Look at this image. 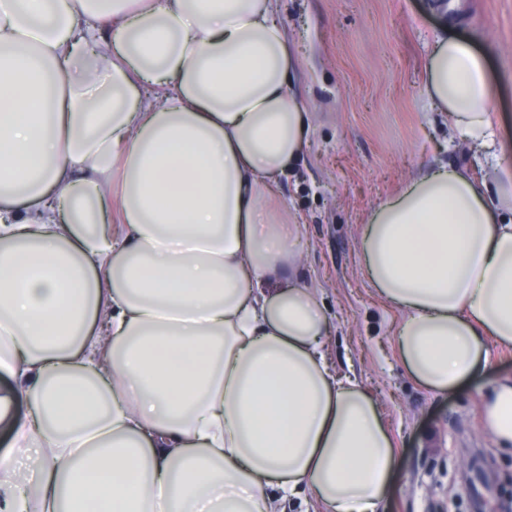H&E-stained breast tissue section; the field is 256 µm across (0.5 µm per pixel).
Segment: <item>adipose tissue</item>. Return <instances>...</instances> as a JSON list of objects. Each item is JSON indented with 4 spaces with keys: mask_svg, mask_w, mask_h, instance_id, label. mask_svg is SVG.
<instances>
[{
    "mask_svg": "<svg viewBox=\"0 0 512 512\" xmlns=\"http://www.w3.org/2000/svg\"><path fill=\"white\" fill-rule=\"evenodd\" d=\"M277 11L0 0V512H274L302 490L385 512L395 441L327 361L300 227L267 201L312 128ZM425 90L493 162L419 170L361 259L408 374L448 392L512 349V154L470 41L438 37ZM482 426L512 452V376Z\"/></svg>",
    "mask_w": 512,
    "mask_h": 512,
    "instance_id": "ef3b65f1",
    "label": "adipose tissue"
}]
</instances>
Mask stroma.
Returning a JSON list of instances; mask_svg holds the SVG:
<instances>
[{
  "label": "stroma",
  "instance_id": "35a3bbf8",
  "mask_svg": "<svg viewBox=\"0 0 512 512\" xmlns=\"http://www.w3.org/2000/svg\"><path fill=\"white\" fill-rule=\"evenodd\" d=\"M280 0L278 20L299 60L294 83L314 118L309 143L274 204L298 217L301 271L333 324L329 356L377 397L398 452L387 512H512V455L480 428L492 377L512 374L497 350L486 377L436 393L404 368L401 313L371 286L361 262L370 211L422 168L458 165L482 176L488 159L453 139L425 93V68L444 31L488 58L491 106L512 145V0Z\"/></svg>",
  "mask_w": 512,
  "mask_h": 512
}]
</instances>
